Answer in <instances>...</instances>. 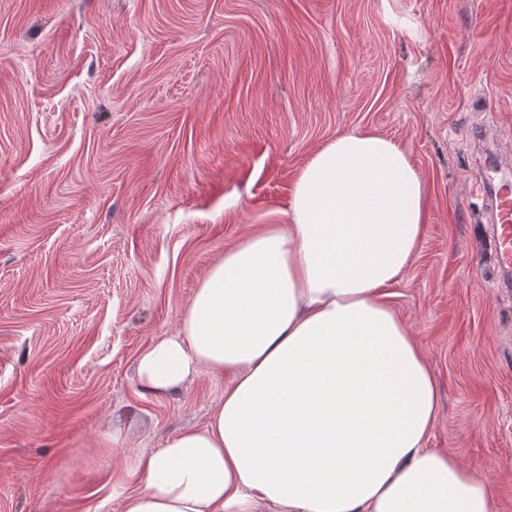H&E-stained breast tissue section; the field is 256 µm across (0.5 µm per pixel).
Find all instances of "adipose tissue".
<instances>
[{"label": "adipose tissue", "mask_w": 512, "mask_h": 512, "mask_svg": "<svg viewBox=\"0 0 512 512\" xmlns=\"http://www.w3.org/2000/svg\"><path fill=\"white\" fill-rule=\"evenodd\" d=\"M427 193L406 149L349 131L301 168L280 224L211 265L140 386L229 376L207 423L166 439L122 512H498L480 470L428 445L435 381L387 300Z\"/></svg>", "instance_id": "ef3b65f1"}]
</instances>
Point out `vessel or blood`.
<instances>
[{
    "label": "vessel or blood",
    "mask_w": 512,
    "mask_h": 512,
    "mask_svg": "<svg viewBox=\"0 0 512 512\" xmlns=\"http://www.w3.org/2000/svg\"><path fill=\"white\" fill-rule=\"evenodd\" d=\"M497 159L484 161L483 172H480L476 185L489 206L490 222L493 236L499 251L500 265L507 270L512 269V184L494 182L489 178L488 169L497 167Z\"/></svg>",
    "instance_id": "vessel-or-blood-1"
}]
</instances>
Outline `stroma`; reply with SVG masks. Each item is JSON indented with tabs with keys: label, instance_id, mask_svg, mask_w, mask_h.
<instances>
[{
	"label": "stroma",
	"instance_id": "1",
	"mask_svg": "<svg viewBox=\"0 0 512 512\" xmlns=\"http://www.w3.org/2000/svg\"><path fill=\"white\" fill-rule=\"evenodd\" d=\"M350 130L427 188L389 302L436 382L429 445L512 512V278L475 187L512 162V0H0V512H121L206 423L226 378L155 396L138 359Z\"/></svg>",
	"mask_w": 512,
	"mask_h": 512
}]
</instances>
